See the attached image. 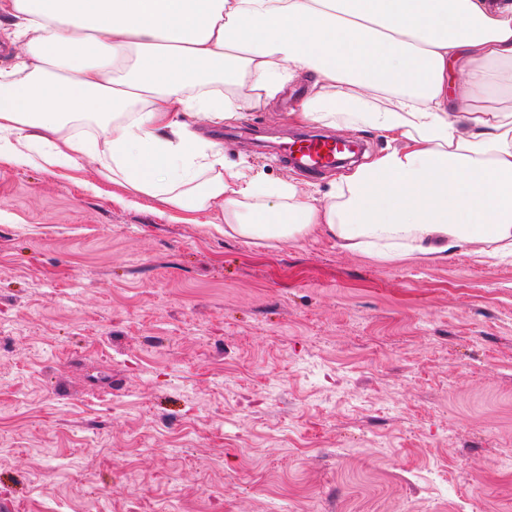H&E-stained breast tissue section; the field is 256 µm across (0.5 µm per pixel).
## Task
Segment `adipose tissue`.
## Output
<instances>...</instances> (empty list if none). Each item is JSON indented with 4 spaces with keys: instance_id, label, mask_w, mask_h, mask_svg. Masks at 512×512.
I'll use <instances>...</instances> for the list:
<instances>
[{
    "instance_id": "1",
    "label": "adipose tissue",
    "mask_w": 512,
    "mask_h": 512,
    "mask_svg": "<svg viewBox=\"0 0 512 512\" xmlns=\"http://www.w3.org/2000/svg\"><path fill=\"white\" fill-rule=\"evenodd\" d=\"M0 19L25 47L0 70V161L88 157L130 204L219 208L211 225L228 237L319 227L387 260L512 254V113L454 111L512 71V0H0ZM457 66L467 79L449 84ZM48 67L56 79H43ZM244 76L247 99L207 86ZM297 78L308 87L291 121L393 143L321 202L226 162L187 123L223 128ZM84 117L99 135L65 133Z\"/></svg>"
}]
</instances>
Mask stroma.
Instances as JSON below:
<instances>
[{
    "label": "stroma",
    "instance_id": "1",
    "mask_svg": "<svg viewBox=\"0 0 512 512\" xmlns=\"http://www.w3.org/2000/svg\"><path fill=\"white\" fill-rule=\"evenodd\" d=\"M306 86L191 127L324 199L348 166L273 151ZM112 190L0 162V512H512V256L250 243Z\"/></svg>",
    "mask_w": 512,
    "mask_h": 512
}]
</instances>
